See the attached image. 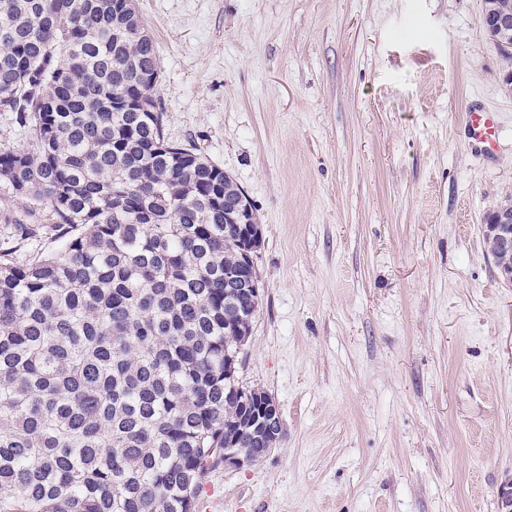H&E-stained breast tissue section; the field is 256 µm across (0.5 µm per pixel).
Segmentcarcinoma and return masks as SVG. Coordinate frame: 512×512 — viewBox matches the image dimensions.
Masks as SVG:
<instances>
[{
    "instance_id": "obj_1",
    "label": "carcinoma",
    "mask_w": 512,
    "mask_h": 512,
    "mask_svg": "<svg viewBox=\"0 0 512 512\" xmlns=\"http://www.w3.org/2000/svg\"><path fill=\"white\" fill-rule=\"evenodd\" d=\"M126 0H0V180L65 229L0 263V512H194L238 416L224 379L234 179L169 140ZM24 135L14 123L11 112H0V145L21 146Z\"/></svg>"
}]
</instances>
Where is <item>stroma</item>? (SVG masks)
Instances as JSON below:
<instances>
[{
  "label": "stroma",
  "instance_id": "1",
  "mask_svg": "<svg viewBox=\"0 0 512 512\" xmlns=\"http://www.w3.org/2000/svg\"><path fill=\"white\" fill-rule=\"evenodd\" d=\"M136 7L168 137L244 189L262 236L239 377L274 398L281 438L212 466L196 512H505L512 286L484 218L512 199V66L482 0ZM475 106L497 115L493 153L465 131ZM61 244L0 180V261Z\"/></svg>",
  "mask_w": 512,
  "mask_h": 512
}]
</instances>
